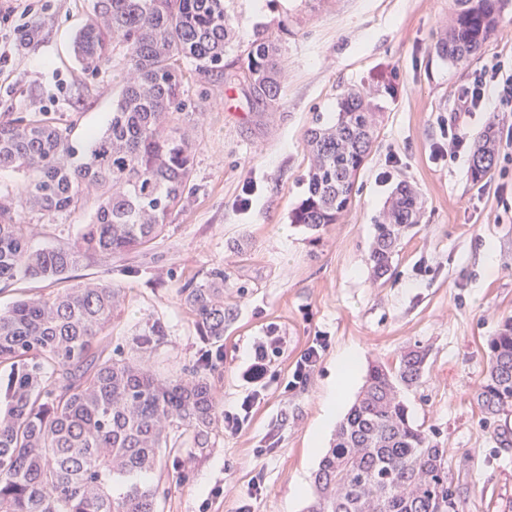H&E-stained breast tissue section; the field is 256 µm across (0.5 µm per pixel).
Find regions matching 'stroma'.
<instances>
[{"mask_svg": "<svg viewBox=\"0 0 512 512\" xmlns=\"http://www.w3.org/2000/svg\"><path fill=\"white\" fill-rule=\"evenodd\" d=\"M88 0H49L34 18V38L11 52L0 76V114L48 112L73 124L82 143L107 125L121 56L98 72L72 51ZM453 0H232L240 45L256 31L281 34V99L268 112L247 89L223 77L192 75L191 128L197 144L188 201L173 212L151 249L112 256L75 271L77 280L111 276L123 298L112 344L131 350L146 325L165 334L150 362L170 375L206 349L179 290L211 269L224 270V358L213 376L223 408L254 405L239 432L218 430L212 447L180 438L153 476L165 491L162 512H306L319 462L309 453L337 357L356 351L355 400L369 367L426 351L425 373L404 394L413 421L445 448L458 512H512V411L487 420L476 394L487 371V341L512 317V110L465 112L457 92L485 65L512 57V0L497 32L464 66L443 60L436 44ZM373 91L377 139L337 223L313 231L291 221L305 196L306 130L334 118L348 91ZM475 141L498 137L497 162L482 180L471 156L440 154L449 128ZM418 193V222L402 237L390 271L375 277L373 224L399 184ZM95 203L52 219L36 213V248L66 245L91 223ZM286 344L258 386L242 372L254 342L269 329ZM327 339L306 382L292 385L295 363L315 337Z\"/></svg>", "mask_w": 512, "mask_h": 512, "instance_id": "1", "label": "stroma"}]
</instances>
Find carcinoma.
Masks as SVG:
<instances>
[{
    "instance_id": "cac0c4a2",
    "label": "carcinoma",
    "mask_w": 512,
    "mask_h": 512,
    "mask_svg": "<svg viewBox=\"0 0 512 512\" xmlns=\"http://www.w3.org/2000/svg\"><path fill=\"white\" fill-rule=\"evenodd\" d=\"M506 2L455 0L439 55L452 65L467 62L497 31ZM234 39L228 0H91L73 37L76 61L93 73L116 51L124 57L108 126L78 147L69 125L44 112L0 117V171L23 176L20 196L0 191V282L61 285L0 309V512H159L152 476L163 452L176 447L175 436L211 447L221 397L210 376L220 353L177 376L162 374L148 360L165 335L156 322L137 337L138 355H103L101 336L122 289L104 279L74 283L71 272L85 261L148 249L185 205L195 145L175 124L193 119L183 61L200 77L243 82L262 104L280 99L279 38L257 33L241 63L226 60ZM377 126L371 97L351 90L333 124L307 131L306 196L294 223L318 230L349 209ZM494 164L490 127L473 145V178ZM92 186L108 187L92 222L65 247L32 249V225L17 203L55 216L83 209ZM417 214L414 190L397 188L374 225L375 275L388 272ZM180 297L199 334L223 345L224 270L189 281ZM487 350L476 400L495 417L512 409V317ZM426 359L427 352L410 350L395 364L370 368L319 461L308 512H456L446 450L411 421L401 395L423 377Z\"/></svg>"
}]
</instances>
